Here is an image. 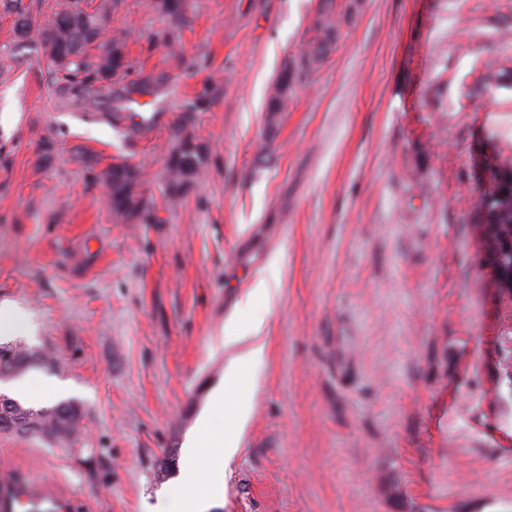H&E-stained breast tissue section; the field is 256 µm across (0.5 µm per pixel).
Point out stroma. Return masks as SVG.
I'll list each match as a JSON object with an SVG mask.
<instances>
[{"mask_svg":"<svg viewBox=\"0 0 512 512\" xmlns=\"http://www.w3.org/2000/svg\"><path fill=\"white\" fill-rule=\"evenodd\" d=\"M61 0L0 5V302L35 377L84 411L68 447L0 433V469L89 512H148L229 362L262 319L252 411L214 512H512V298L471 217L486 158H512V0H363L336 50L270 119L268 90L318 0H112L116 98L58 91L40 25ZM145 83L167 115L131 139L99 117ZM202 177L166 208L177 129ZM268 143L258 154L259 143ZM138 164L153 220L113 222L105 172ZM279 273L270 305H247ZM5 3L9 4L8 10L15 15V34L19 38H24L26 35H28L33 22L28 9L23 5L22 0H6ZM278 287V272L276 269H270L267 274L258 279L254 288L248 295V302L259 301L264 305H269ZM27 322V313L11 302L0 303V337L12 336L23 330Z\"/></svg>","mask_w":512,"mask_h":512,"instance_id":"obj_1","label":"stroma"}]
</instances>
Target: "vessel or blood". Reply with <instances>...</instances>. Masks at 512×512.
<instances>
[{
  "label": "vessel or blood",
  "instance_id": "obj_1",
  "mask_svg": "<svg viewBox=\"0 0 512 512\" xmlns=\"http://www.w3.org/2000/svg\"><path fill=\"white\" fill-rule=\"evenodd\" d=\"M156 119L153 112H127L112 117L113 122L122 124L133 134L147 132ZM24 507L31 508L32 512H72L74 505L65 492L22 478L14 470L1 471L0 512H20Z\"/></svg>",
  "mask_w": 512,
  "mask_h": 512
}]
</instances>
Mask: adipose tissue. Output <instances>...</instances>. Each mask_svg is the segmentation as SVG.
<instances>
[{
    "label": "adipose tissue",
    "instance_id": "obj_1",
    "mask_svg": "<svg viewBox=\"0 0 512 512\" xmlns=\"http://www.w3.org/2000/svg\"><path fill=\"white\" fill-rule=\"evenodd\" d=\"M261 327L257 321L251 333H225V346L235 348L237 355L224 371V387L214 393L213 405L224 411L228 426L215 427L208 415L200 419L186 443L191 464L182 471L175 490L158 499L155 512H209L223 499L224 472L237 451L251 407L246 390L252 380L245 370L260 365L265 354V343L259 336Z\"/></svg>",
    "mask_w": 512,
    "mask_h": 512
}]
</instances>
